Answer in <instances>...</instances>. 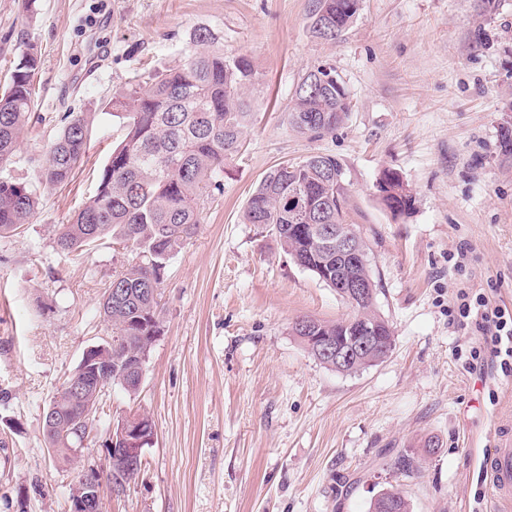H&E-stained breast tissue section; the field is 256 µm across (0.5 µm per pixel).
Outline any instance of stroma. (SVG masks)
Masks as SVG:
<instances>
[{
  "label": "stroma",
  "mask_w": 512,
  "mask_h": 512,
  "mask_svg": "<svg viewBox=\"0 0 512 512\" xmlns=\"http://www.w3.org/2000/svg\"><path fill=\"white\" fill-rule=\"evenodd\" d=\"M23 4L0 0V84L35 47V107L0 174L33 190L38 206L19 234L0 238V512H71L74 466L51 455L43 410L84 352L111 336L99 300L135 256L108 241L66 256L56 234L124 135L112 98L134 75L181 64L201 29L225 56L252 61L254 117L197 235L165 269L164 332L139 391L109 387L83 443L78 464L101 470L121 418L144 413L154 424L139 476L117 494L103 486V512H368L390 487L411 512H487L475 500L479 460L498 422L512 420V375L457 359L477 336L448 302L469 286L512 309V161L497 149L512 122V0L484 23L474 0H362L334 42L312 36L313 0ZM320 66L353 108L335 135L312 140L284 114L299 77ZM68 112L87 118L89 139L71 181L50 186L39 173ZM316 153L346 167L351 220L380 277L376 308L394 334L385 359L351 374L315 360L292 325L353 307L265 225L243 221L271 168ZM385 169L411 189V214L379 204ZM402 454L418 462L413 476L398 471Z\"/></svg>",
  "instance_id": "obj_1"
}]
</instances>
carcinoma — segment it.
I'll list each match as a JSON object with an SVG mask.
<instances>
[{
    "label": "carcinoma",
    "mask_w": 512,
    "mask_h": 512,
    "mask_svg": "<svg viewBox=\"0 0 512 512\" xmlns=\"http://www.w3.org/2000/svg\"><path fill=\"white\" fill-rule=\"evenodd\" d=\"M360 0H314L310 30L325 41L340 39L357 17ZM195 49L183 64L162 68L148 76L136 75L125 90L112 99L114 115L123 120L124 138L112 148L103 166L94 195L76 218L63 224L57 237L62 253L90 248L110 240L139 257V262L112 278L100 302V311L112 327V343L97 352L101 364L111 368L106 384L134 395L142 359L149 356L163 333L160 285L168 261L198 231L203 221L209 189L220 187L224 159L237 152L253 118L248 88L256 70L245 56L227 58L214 46L205 30L194 39ZM40 60L34 48L23 53L0 93V164L16 153L34 107L31 81ZM352 104L344 83L331 69L306 72L295 85L285 113L287 127L299 135L319 140L335 134L350 116ZM89 127L80 114H69L52 143L42 166L41 181L67 183L85 153ZM500 153L512 157V124L499 130ZM387 179L392 194L381 199L393 216L411 213L416 199L398 194L403 182L391 171ZM37 197L26 186L0 176V237L16 231L32 219ZM351 197L344 164L332 154L317 153L303 160L272 168L251 194L243 212L244 223L264 224L280 247L301 268L328 287H336V275L349 265L336 252L317 246L299 224H349ZM351 225V224H349ZM356 228V225H351ZM370 290L356 308L375 329L389 339V321L375 308L379 281L371 264L358 268ZM314 330H293L320 364L336 368V355L323 354L312 344L322 336L331 344H343L354 335L350 322L309 317ZM383 360L378 349L343 369L355 373ZM76 366L48 408L61 415L51 423L55 455L71 463V449L88 436L105 393L93 388L74 403L67 383L80 376ZM142 462L118 451L112 454V473L126 481L137 477ZM411 512L408 499L397 489H384L369 502L368 512Z\"/></svg>",
    "instance_id": "obj_1"
}]
</instances>
